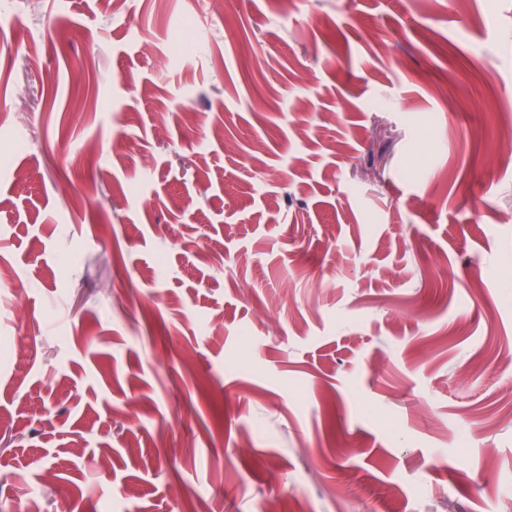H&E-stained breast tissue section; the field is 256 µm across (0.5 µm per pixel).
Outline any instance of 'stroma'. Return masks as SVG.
Masks as SVG:
<instances>
[{"instance_id":"35a3bbf8","label":"stroma","mask_w":512,"mask_h":512,"mask_svg":"<svg viewBox=\"0 0 512 512\" xmlns=\"http://www.w3.org/2000/svg\"><path fill=\"white\" fill-rule=\"evenodd\" d=\"M210 3L0 0V512H512V0Z\"/></svg>"}]
</instances>
